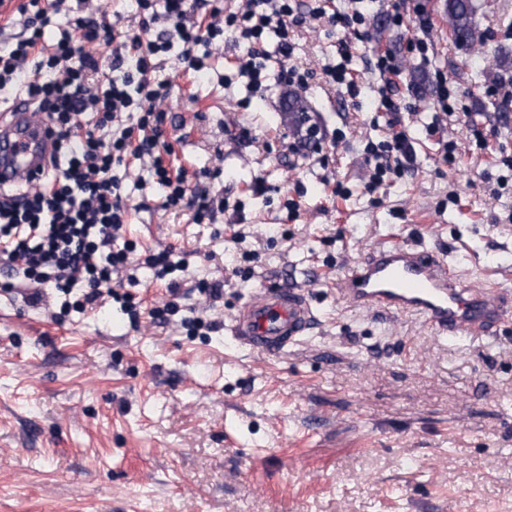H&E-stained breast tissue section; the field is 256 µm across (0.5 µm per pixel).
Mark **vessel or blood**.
I'll use <instances>...</instances> for the list:
<instances>
[{"label":"vessel or blood","mask_w":512,"mask_h":512,"mask_svg":"<svg viewBox=\"0 0 512 512\" xmlns=\"http://www.w3.org/2000/svg\"><path fill=\"white\" fill-rule=\"evenodd\" d=\"M56 138L45 117L14 104L10 121L0 124V183L38 180ZM336 292L352 308L417 317L445 339L487 335L507 313L504 292L497 283L471 290L445 260L394 239L370 249L338 279ZM314 321L306 291L291 282L252 293L232 319L229 331L241 349L276 356L298 344Z\"/></svg>","instance_id":"vessel-or-blood-1"}]
</instances>
